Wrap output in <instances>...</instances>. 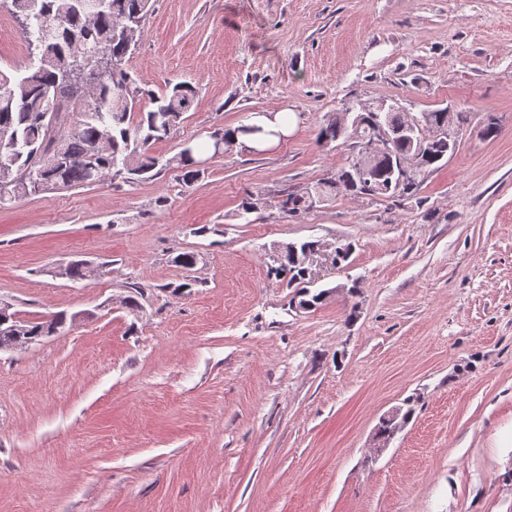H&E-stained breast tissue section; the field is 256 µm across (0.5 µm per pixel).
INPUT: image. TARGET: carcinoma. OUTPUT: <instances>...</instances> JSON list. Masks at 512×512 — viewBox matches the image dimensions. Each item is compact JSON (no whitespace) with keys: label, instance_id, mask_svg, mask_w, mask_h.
Masks as SVG:
<instances>
[{"label":"carcinoma","instance_id":"carcinoma-1","mask_svg":"<svg viewBox=\"0 0 512 512\" xmlns=\"http://www.w3.org/2000/svg\"><path fill=\"white\" fill-rule=\"evenodd\" d=\"M20 24L33 63L13 75L0 72V206L58 187L93 184L88 162L101 180L136 183L167 172L189 186L200 176L195 155L203 145L189 140L169 159L152 153V145L174 134L198 97L190 82H179L157 94L140 86L125 67L138 45L151 0H0ZM149 101L152 108H142ZM359 123L338 115L322 126L317 141L329 146L339 140L357 147L377 135L384 124L398 130L413 122L408 112L379 117L373 106L358 110ZM448 139L430 140L425 150L409 138L394 137L390 152L373 157L370 185L362 183L357 156L333 175L317 181L315 193L290 194L282 208L298 215L319 201L336 197V184L354 195L410 199L427 175L454 154ZM413 161L408 183L397 186L392 160ZM318 240L288 242L272 271L300 286L298 306L304 310L322 303L329 291L313 292L310 260L322 251ZM73 282L92 281L90 263L78 261L66 270ZM73 316L63 312L39 321L20 319L24 335L37 344L64 332Z\"/></svg>","mask_w":512,"mask_h":512}]
</instances>
